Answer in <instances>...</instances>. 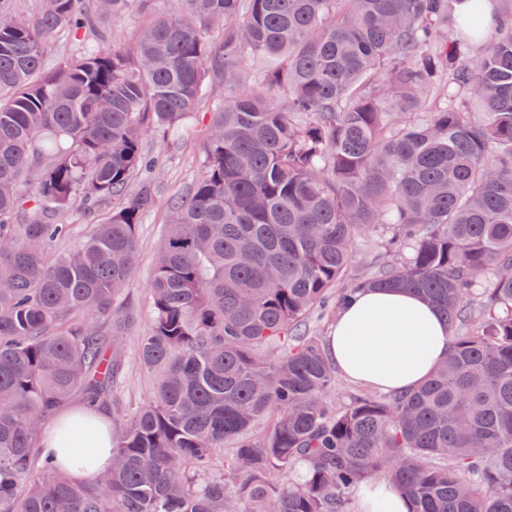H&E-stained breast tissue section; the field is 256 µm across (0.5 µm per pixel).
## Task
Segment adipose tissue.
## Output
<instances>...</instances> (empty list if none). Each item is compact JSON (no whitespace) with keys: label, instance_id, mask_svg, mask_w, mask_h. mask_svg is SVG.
<instances>
[{"label":"adipose tissue","instance_id":"adipose-tissue-1","mask_svg":"<svg viewBox=\"0 0 512 512\" xmlns=\"http://www.w3.org/2000/svg\"><path fill=\"white\" fill-rule=\"evenodd\" d=\"M330 359L349 381L377 391L405 393L424 381L451 349L448 325L433 306L405 290L365 289L340 310L326 343ZM74 455L55 444L54 429L43 431V454H55L69 473L91 480L112 463L106 419ZM358 512H408V501L387 479L356 486Z\"/></svg>","mask_w":512,"mask_h":512}]
</instances>
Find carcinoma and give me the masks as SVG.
Masks as SVG:
<instances>
[{"label":"carcinoma","instance_id":"cac0c4a2","mask_svg":"<svg viewBox=\"0 0 512 512\" xmlns=\"http://www.w3.org/2000/svg\"><path fill=\"white\" fill-rule=\"evenodd\" d=\"M4 2L0 512H351L379 474L409 512H512V6L486 34L483 0ZM130 14L132 43L43 71L50 35ZM213 83L203 176L170 202L149 284L154 390L123 415L124 291L160 173L141 136L183 133ZM116 199L53 251L67 213ZM380 230L386 254L349 278ZM365 288L420 296L453 349L410 392L344 401L302 325ZM75 392L121 416L112 465L81 484L44 456L35 477Z\"/></svg>","mask_w":512,"mask_h":512}]
</instances>
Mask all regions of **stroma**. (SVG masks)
Returning <instances> with one entry per match:
<instances>
[{
	"label": "stroma",
	"mask_w": 512,
	"mask_h": 512,
	"mask_svg": "<svg viewBox=\"0 0 512 512\" xmlns=\"http://www.w3.org/2000/svg\"><path fill=\"white\" fill-rule=\"evenodd\" d=\"M206 137L207 119L203 116L177 139H166L153 131L142 136L144 152L167 158L168 163L160 173L155 205L138 228L137 262L126 289L127 302L138 315L136 324L125 338L121 399L129 410L143 405L151 393V381L139 366L136 353L141 336L150 327L148 286L155 269L157 245L166 224L168 202L201 177Z\"/></svg>",
	"instance_id": "obj_1"
}]
</instances>
